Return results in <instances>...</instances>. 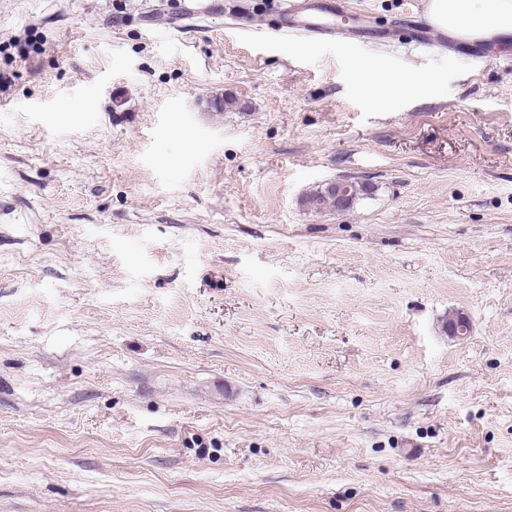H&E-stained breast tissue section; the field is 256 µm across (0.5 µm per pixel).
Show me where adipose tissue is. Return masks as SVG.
<instances>
[{"label": "adipose tissue", "mask_w": 512, "mask_h": 512, "mask_svg": "<svg viewBox=\"0 0 512 512\" xmlns=\"http://www.w3.org/2000/svg\"><path fill=\"white\" fill-rule=\"evenodd\" d=\"M426 18L458 38L489 39L512 33V0H427ZM360 73L366 89L383 107L412 85L409 77L386 75L368 62L361 63Z\"/></svg>", "instance_id": "adipose-tissue-1"}]
</instances>
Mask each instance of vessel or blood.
I'll use <instances>...</instances> for the list:
<instances>
[{
  "mask_svg": "<svg viewBox=\"0 0 512 512\" xmlns=\"http://www.w3.org/2000/svg\"><path fill=\"white\" fill-rule=\"evenodd\" d=\"M281 31L296 37L329 40L338 34L383 37L367 12L353 8L350 0H269L267 5ZM407 36L423 45L447 46L448 33L436 27H406Z\"/></svg>",
  "mask_w": 512,
  "mask_h": 512,
  "instance_id": "b4317fda",
  "label": "vessel or blood"
}]
</instances>
